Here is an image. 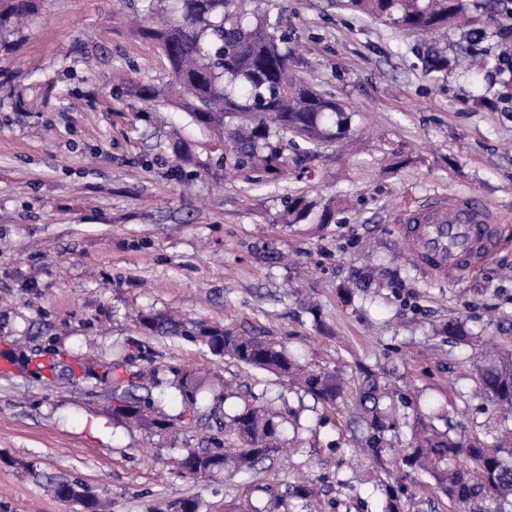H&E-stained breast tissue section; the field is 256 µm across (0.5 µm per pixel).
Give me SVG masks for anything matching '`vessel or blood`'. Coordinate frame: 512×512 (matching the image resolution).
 <instances>
[{
    "label": "vessel or blood",
    "instance_id": "obj_1",
    "mask_svg": "<svg viewBox=\"0 0 512 512\" xmlns=\"http://www.w3.org/2000/svg\"><path fill=\"white\" fill-rule=\"evenodd\" d=\"M397 222L412 237L415 267L432 282L456 279L479 268L500 242L495 214L474 197L457 193H442L406 207Z\"/></svg>",
    "mask_w": 512,
    "mask_h": 512
}]
</instances>
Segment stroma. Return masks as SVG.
I'll use <instances>...</instances> for the list:
<instances>
[{
  "label": "stroma",
  "instance_id": "35a3bbf8",
  "mask_svg": "<svg viewBox=\"0 0 512 512\" xmlns=\"http://www.w3.org/2000/svg\"><path fill=\"white\" fill-rule=\"evenodd\" d=\"M134 3L39 0L35 23L0 44V354L31 336L98 369L141 351L200 372L202 408L220 394L230 415L267 408L294 451L248 475L185 480L173 462L204 448L198 430L127 427L94 381L48 388L15 371L0 375V512H78L24 461L89 485L112 512L189 495L201 512L244 500L261 508L267 489L306 479L320 499L289 500V512H382L384 482L406 486V512H454L427 474L404 466L411 427L374 459L345 404L283 393L256 370L149 334L136 315L246 320L348 386L369 367L451 434L487 441L512 429V409L480 385L475 346L446 332L461 319L512 344V75L497 71L512 52L497 37L506 0H467L470 26L423 37L361 18L346 0H270L300 77L355 112L345 160L328 142L277 175L224 168L212 130L181 112L157 120L127 93L168 79L162 53L130 25ZM433 49L471 64L426 72L415 53ZM37 81L50 95L17 111V91ZM369 152L381 165H359ZM452 191L497 212L504 233L475 272L429 282L394 219ZM294 194L330 207L329 223H278Z\"/></svg>",
  "mask_w": 512,
  "mask_h": 512
}]
</instances>
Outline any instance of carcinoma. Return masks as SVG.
Masks as SVG:
<instances>
[{"label":"carcinoma","instance_id":"cac0c4a2","mask_svg":"<svg viewBox=\"0 0 512 512\" xmlns=\"http://www.w3.org/2000/svg\"><path fill=\"white\" fill-rule=\"evenodd\" d=\"M141 0L142 25L137 34L156 43L168 62L171 79L161 86L141 85L135 93L151 106L183 112L196 124L224 137L222 160L235 170L257 164L278 174L287 164L280 139L271 129L302 140L295 150L340 139L352 130L354 111L335 96L303 81L292 68L290 39L280 21L267 11L250 8L254 0ZM354 13L385 22L408 33H433L459 19L464 0H348ZM35 13L33 0H0V36ZM305 197L290 195L279 214L282 224H299L309 218ZM144 330L188 342L215 356L228 358L265 372L289 388L317 401L334 404L346 397L343 378L302 365L285 343L265 336L254 325L225 327L203 320H176L164 313L142 315ZM23 369L52 386L67 376L89 380L94 368L81 357L64 360V352L47 343L18 355ZM133 355L112 364L100 380L111 401L112 419L158 431L189 428L213 420L206 429L211 447L190 452L178 462L177 474L198 480L230 469L248 473L263 459L280 451L281 430L274 415L246 406L232 416L214 406L198 407L200 383L196 374L178 366L162 369L131 365ZM485 393L498 405L512 407V352H486L477 361ZM177 402L175 414L164 410V398ZM357 418L368 431L367 447L375 458L386 450V435L399 427L396 402L402 396L387 390L371 373L364 374L359 392L351 397ZM233 438L239 447L229 451L215 434ZM404 464L428 474L438 491L458 512H512V437L492 442L456 439L431 422L418 420L411 452ZM26 468L46 479L49 491L63 498L80 481ZM383 512H405V486L384 484ZM286 496L306 502L317 496L314 484L295 485ZM283 496L275 493L266 509L252 504L233 505L230 512H279ZM198 498L184 497L147 512H199Z\"/></svg>","mask_w":512,"mask_h":512}]
</instances>
